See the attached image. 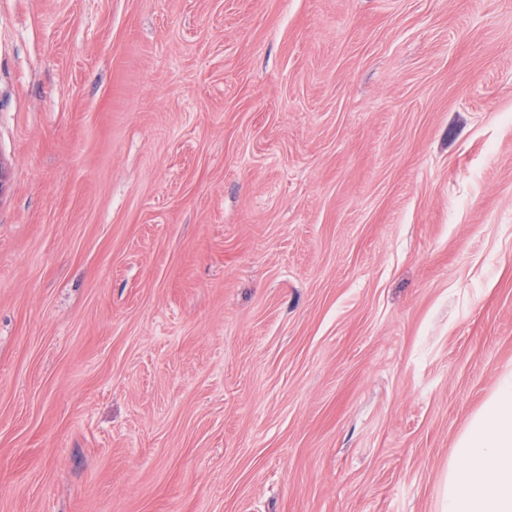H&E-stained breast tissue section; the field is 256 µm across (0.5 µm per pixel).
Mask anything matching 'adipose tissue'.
Instances as JSON below:
<instances>
[{
  "instance_id": "ef3b65f1",
  "label": "adipose tissue",
  "mask_w": 512,
  "mask_h": 512,
  "mask_svg": "<svg viewBox=\"0 0 512 512\" xmlns=\"http://www.w3.org/2000/svg\"><path fill=\"white\" fill-rule=\"evenodd\" d=\"M445 512H512V373L456 443Z\"/></svg>"
}]
</instances>
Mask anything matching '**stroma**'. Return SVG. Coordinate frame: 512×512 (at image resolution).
Instances as JSON below:
<instances>
[{"instance_id":"stroma-1","label":"stroma","mask_w":512,"mask_h":512,"mask_svg":"<svg viewBox=\"0 0 512 512\" xmlns=\"http://www.w3.org/2000/svg\"><path fill=\"white\" fill-rule=\"evenodd\" d=\"M0 158V512H444L512 0H0Z\"/></svg>"}]
</instances>
